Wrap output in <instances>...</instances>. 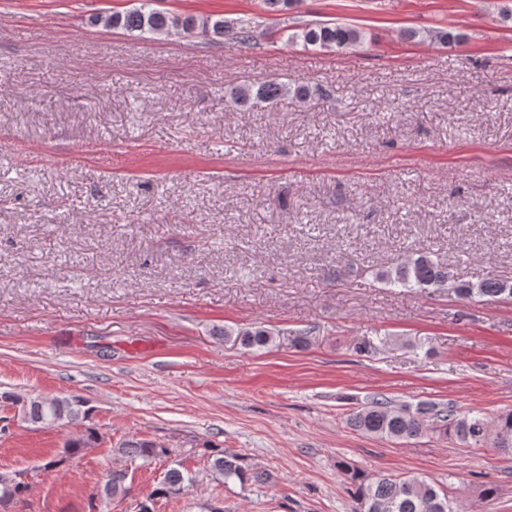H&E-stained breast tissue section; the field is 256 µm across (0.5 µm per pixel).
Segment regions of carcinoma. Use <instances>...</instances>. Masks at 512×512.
<instances>
[{
	"instance_id": "cac0c4a2",
	"label": "carcinoma",
	"mask_w": 512,
	"mask_h": 512,
	"mask_svg": "<svg viewBox=\"0 0 512 512\" xmlns=\"http://www.w3.org/2000/svg\"><path fill=\"white\" fill-rule=\"evenodd\" d=\"M108 27L121 28L129 33H167L180 29L192 34L201 28L224 36L228 35L241 45L253 40L254 26L249 19L202 22L193 16H173L151 8V0H140V5L123 12H114L94 19ZM359 29L350 24L311 22L304 25L289 40L302 42L305 46L321 49H344L361 43ZM313 95L306 85L289 89L277 83L259 85H237L230 89L225 106L244 107L252 100L279 103L292 97L304 103ZM378 278L402 288L422 290L448 288L458 297L469 299L475 296L495 298L503 294L512 298V285L495 279L478 284L458 282L448 266L433 261L427 255L409 259L393 268L382 270ZM240 344L248 348H265L273 341L272 334L261 328L246 330L237 334ZM19 405L23 419L31 424L76 426L88 416V409L81 397L36 396L18 397L6 395ZM355 430L377 438L390 440H411L428 433L452 436L463 444L480 446L487 442L512 452V411L502 412L493 421L473 412H460L454 405L419 403L396 405L384 397H374L360 408L352 411L347 418ZM113 452L127 462L134 464L162 460L170 455L164 445L151 440H124L113 447ZM212 477L224 482H239L261 487L271 482V474L261 468L252 467L241 455H226L224 451H213L209 458ZM339 467L347 477L352 512H456L452 507L448 490L442 485L424 479L388 474H368L349 466L345 462ZM129 468H114L107 474L100 494L108 499H124L129 495L127 485ZM197 483L196 474L181 464L171 465L159 477L157 484L147 495L134 500L132 512H155V501L188 492ZM26 485L18 480L15 473L0 472V506L19 497Z\"/></svg>"
}]
</instances>
